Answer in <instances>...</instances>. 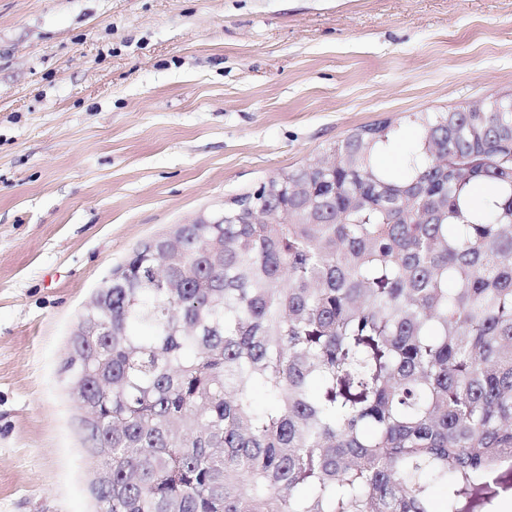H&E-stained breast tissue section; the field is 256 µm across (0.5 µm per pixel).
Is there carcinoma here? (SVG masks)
Returning <instances> with one entry per match:
<instances>
[{"instance_id":"cac0c4a2","label":"carcinoma","mask_w":512,"mask_h":512,"mask_svg":"<svg viewBox=\"0 0 512 512\" xmlns=\"http://www.w3.org/2000/svg\"><path fill=\"white\" fill-rule=\"evenodd\" d=\"M405 119L397 169L393 123L357 127L97 290L62 370L98 512H488L512 489V93Z\"/></svg>"}]
</instances>
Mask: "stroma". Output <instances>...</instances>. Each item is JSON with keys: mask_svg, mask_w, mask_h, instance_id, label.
Segmentation results:
<instances>
[{"mask_svg": "<svg viewBox=\"0 0 512 512\" xmlns=\"http://www.w3.org/2000/svg\"><path fill=\"white\" fill-rule=\"evenodd\" d=\"M510 91L512 0H0V512H93L62 364L138 244Z\"/></svg>", "mask_w": 512, "mask_h": 512, "instance_id": "obj_1", "label": "stroma"}]
</instances>
